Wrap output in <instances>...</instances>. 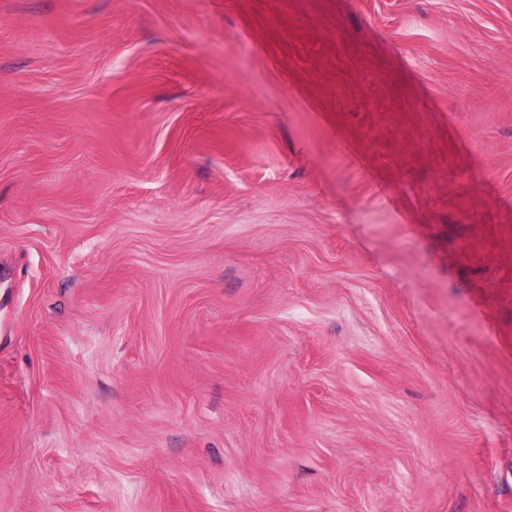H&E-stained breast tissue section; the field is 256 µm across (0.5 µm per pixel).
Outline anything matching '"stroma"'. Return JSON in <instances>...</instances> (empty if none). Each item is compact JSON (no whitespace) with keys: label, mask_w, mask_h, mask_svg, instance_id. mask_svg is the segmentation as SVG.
Segmentation results:
<instances>
[{"label":"stroma","mask_w":512,"mask_h":512,"mask_svg":"<svg viewBox=\"0 0 512 512\" xmlns=\"http://www.w3.org/2000/svg\"><path fill=\"white\" fill-rule=\"evenodd\" d=\"M0 512H512V0H0Z\"/></svg>","instance_id":"1"}]
</instances>
